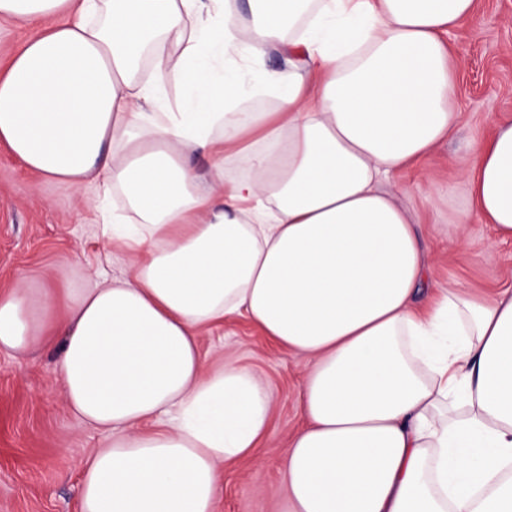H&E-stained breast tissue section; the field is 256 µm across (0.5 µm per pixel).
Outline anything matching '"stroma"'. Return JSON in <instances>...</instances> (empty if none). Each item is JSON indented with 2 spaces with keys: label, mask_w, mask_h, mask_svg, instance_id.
I'll list each match as a JSON object with an SVG mask.
<instances>
[{
  "label": "stroma",
  "mask_w": 512,
  "mask_h": 512,
  "mask_svg": "<svg viewBox=\"0 0 512 512\" xmlns=\"http://www.w3.org/2000/svg\"><path fill=\"white\" fill-rule=\"evenodd\" d=\"M457 57L455 134L421 164L395 176L441 284L493 296L512 291V241L493 242L462 176L496 119L512 118V0H478L474 16L449 36ZM125 267L96 232L92 206L40 178L0 147V290L18 277L32 287H84L88 275L119 278ZM207 362L224 359L256 372L273 399L272 425L255 457L224 467L216 512H282V461L301 428L304 361L243 320L202 332ZM56 354H0V512H78L79 469L103 437L81 427L58 394Z\"/></svg>",
  "instance_id": "obj_1"
}]
</instances>
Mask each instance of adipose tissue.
<instances>
[{"label":"adipose tissue","mask_w":512,"mask_h":512,"mask_svg":"<svg viewBox=\"0 0 512 512\" xmlns=\"http://www.w3.org/2000/svg\"><path fill=\"white\" fill-rule=\"evenodd\" d=\"M311 2L255 0L241 25L226 0H0L31 31L0 75V143L76 199L94 186L131 268L0 293V353L59 344L66 406L107 435L79 512H215L273 407L255 373L200 356L199 332L235 316L305 361L287 512H512V295L418 304L432 271L387 186L456 129L447 37L476 0ZM271 49L287 70L250 75ZM267 92L278 111H243ZM465 176L511 240L512 121Z\"/></svg>","instance_id":"obj_1"}]
</instances>
